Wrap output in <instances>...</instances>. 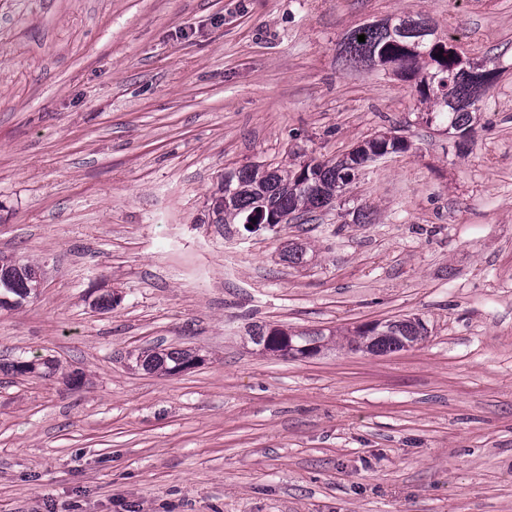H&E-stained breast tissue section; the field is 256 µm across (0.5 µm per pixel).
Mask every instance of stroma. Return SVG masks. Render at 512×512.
I'll return each instance as SVG.
<instances>
[{
    "instance_id": "stroma-1",
    "label": "stroma",
    "mask_w": 512,
    "mask_h": 512,
    "mask_svg": "<svg viewBox=\"0 0 512 512\" xmlns=\"http://www.w3.org/2000/svg\"><path fill=\"white\" fill-rule=\"evenodd\" d=\"M405 13L498 72L465 146L342 58ZM388 131L315 220L210 223L228 171ZM0 257L43 280L0 309V512H512V0H0ZM407 318L412 348L347 340ZM355 349L383 354L412 348L427 337L428 330L417 318L363 324L356 328ZM136 357V364L147 371L162 370L165 373L174 374L187 370L195 365L196 358L188 350H174L167 353H155Z\"/></svg>"
}]
</instances>
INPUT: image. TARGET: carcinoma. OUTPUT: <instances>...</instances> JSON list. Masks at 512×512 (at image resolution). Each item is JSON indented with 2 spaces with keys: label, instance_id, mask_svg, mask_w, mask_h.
<instances>
[{
  "label": "carcinoma",
  "instance_id": "carcinoma-1",
  "mask_svg": "<svg viewBox=\"0 0 512 512\" xmlns=\"http://www.w3.org/2000/svg\"><path fill=\"white\" fill-rule=\"evenodd\" d=\"M365 41H358L359 35ZM442 53L437 58L435 54ZM342 55L352 67H380L397 77L415 81L424 102H430L426 121H445L459 137H467L476 120L478 91L486 82L466 71L467 65L457 50L436 36L429 20L420 16H399L394 22H376L357 27L346 37ZM409 143L398 136L381 133L358 144L335 162L304 164L298 168H266L246 165L229 172L213 194L211 223L249 224L251 220L269 230L288 224L299 214L313 213L331 206L356 180L365 163L375 156L401 154ZM15 288L13 306L29 297L28 287L37 272L23 260L12 267ZM428 330L418 318L363 324L356 328V348L383 354L412 348L427 337ZM284 330L251 332V340L263 350L274 353L276 337ZM187 350H174L136 357L147 371L162 370L174 374L195 365Z\"/></svg>",
  "mask_w": 512,
  "mask_h": 512
}]
</instances>
